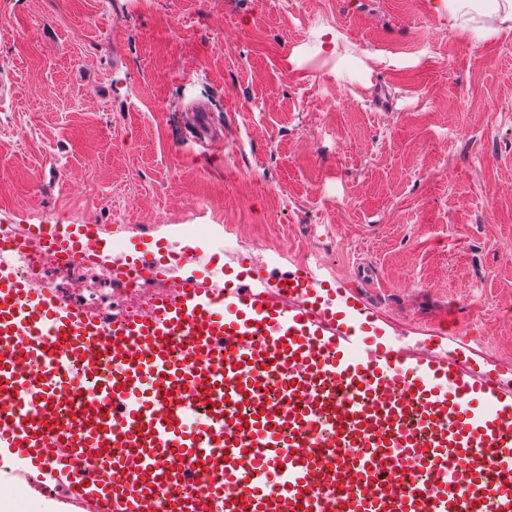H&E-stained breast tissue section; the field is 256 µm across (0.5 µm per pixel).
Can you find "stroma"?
<instances>
[{"label": "stroma", "mask_w": 512, "mask_h": 512, "mask_svg": "<svg viewBox=\"0 0 512 512\" xmlns=\"http://www.w3.org/2000/svg\"><path fill=\"white\" fill-rule=\"evenodd\" d=\"M223 281L321 250L389 339L512 377V33L431 0H0V225Z\"/></svg>", "instance_id": "stroma-1"}]
</instances>
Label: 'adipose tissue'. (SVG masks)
Listing matches in <instances>:
<instances>
[{"label": "adipose tissue", "mask_w": 512, "mask_h": 512, "mask_svg": "<svg viewBox=\"0 0 512 512\" xmlns=\"http://www.w3.org/2000/svg\"><path fill=\"white\" fill-rule=\"evenodd\" d=\"M453 28L465 37L487 38L512 29V0H494L484 7L481 0H444Z\"/></svg>", "instance_id": "adipose-tissue-1"}]
</instances>
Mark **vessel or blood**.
<instances>
[{"mask_svg":"<svg viewBox=\"0 0 512 512\" xmlns=\"http://www.w3.org/2000/svg\"><path fill=\"white\" fill-rule=\"evenodd\" d=\"M38 246L127 276L156 261L111 262L89 225ZM322 289L247 265L105 327L0 270V449L82 512H512V379L391 344L362 299Z\"/></svg>","mask_w":512,"mask_h":512,"instance_id":"b4317fda","label":"vessel or blood"}]
</instances>
